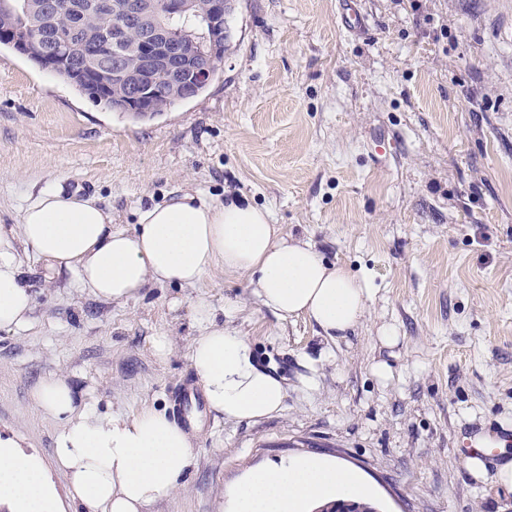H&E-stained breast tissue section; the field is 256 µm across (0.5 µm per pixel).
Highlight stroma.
Segmentation results:
<instances>
[{
  "mask_svg": "<svg viewBox=\"0 0 512 512\" xmlns=\"http://www.w3.org/2000/svg\"><path fill=\"white\" fill-rule=\"evenodd\" d=\"M356 3L366 26L349 32L343 0H238L206 90L141 119L0 46V225L54 183L98 196L130 233L178 191L235 195L373 297L331 339L262 307L244 276L109 302L47 281L21 249L33 324L0 331L1 433L51 455L57 423L31 393L59 373L101 413L173 408L202 296L286 396L258 420L209 413L190 471L144 512H234L254 471L307 456L362 476L377 512H512L495 466L474 478L461 451L489 433L512 447V0Z\"/></svg>",
  "mask_w": 512,
  "mask_h": 512,
  "instance_id": "35a3bbf8",
  "label": "stroma"
}]
</instances>
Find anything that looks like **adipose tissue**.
Returning <instances> with one entry per match:
<instances>
[{
	"mask_svg": "<svg viewBox=\"0 0 512 512\" xmlns=\"http://www.w3.org/2000/svg\"><path fill=\"white\" fill-rule=\"evenodd\" d=\"M25 244L51 275L70 274L94 297L123 302L147 284L197 287L216 268L249 278L260 304L283 319L303 316L325 336H348L371 301L367 284L325 262L313 244L281 237L269 210L237 199L188 193L140 212L134 233L112 227L97 196L49 186L28 199L16 227H0V330L25 331L33 297L17 250ZM202 331L189 361L210 410L229 420H257L279 410L281 379L258 365L248 340L217 324L197 303ZM32 403L57 428L51 460L0 435V512H142L169 495L192 464L188 433L167 409L132 416L78 407L66 376L41 380ZM68 480L60 498L54 472ZM354 473L315 457L254 472L235 493L236 512H303L312 500L360 497Z\"/></svg>",
	"mask_w": 512,
	"mask_h": 512,
	"instance_id": "obj_1",
	"label": "adipose tissue"
}]
</instances>
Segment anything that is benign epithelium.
Here are the masks:
<instances>
[{
    "label": "benign epithelium",
    "mask_w": 512,
    "mask_h": 512,
    "mask_svg": "<svg viewBox=\"0 0 512 512\" xmlns=\"http://www.w3.org/2000/svg\"><path fill=\"white\" fill-rule=\"evenodd\" d=\"M192 0H123L119 6L112 0H96L94 8L101 15L120 9L122 19L112 23V33L104 39L87 42L83 46V57L87 61L102 62L113 59L111 67L98 68L99 78L105 86L112 77L123 75L127 82V94L117 101L120 112L141 108L144 92L141 78L145 72L152 77L164 80L161 87L151 84V88L162 93L175 92L188 87L208 85L217 74L224 57V48L211 46L207 61L202 63L195 58L191 49L194 39L188 25L196 18L190 14ZM236 8V0H213L209 24L213 27L224 25ZM139 33L137 46L138 63L132 69L119 70L124 43L128 37V27ZM0 37L14 49L30 42L28 31L15 27L10 19L0 28ZM72 64L68 43L52 38L51 46L41 58V67L55 71Z\"/></svg>",
    "instance_id": "obj_1"
}]
</instances>
